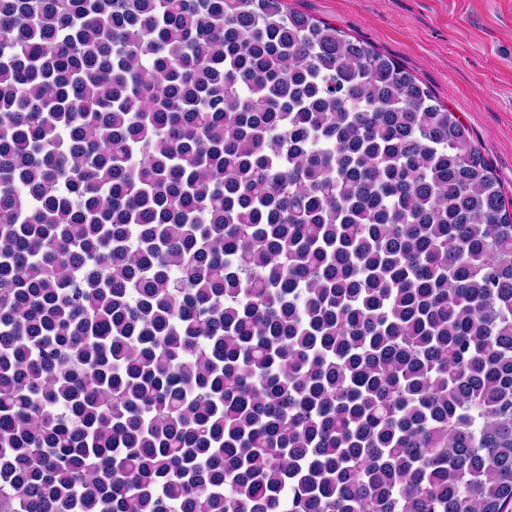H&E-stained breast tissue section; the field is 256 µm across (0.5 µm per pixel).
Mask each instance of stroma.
I'll use <instances>...</instances> for the list:
<instances>
[{
    "label": "stroma",
    "instance_id": "stroma-1",
    "mask_svg": "<svg viewBox=\"0 0 512 512\" xmlns=\"http://www.w3.org/2000/svg\"><path fill=\"white\" fill-rule=\"evenodd\" d=\"M395 60L460 117L512 197V0H285Z\"/></svg>",
    "mask_w": 512,
    "mask_h": 512
}]
</instances>
